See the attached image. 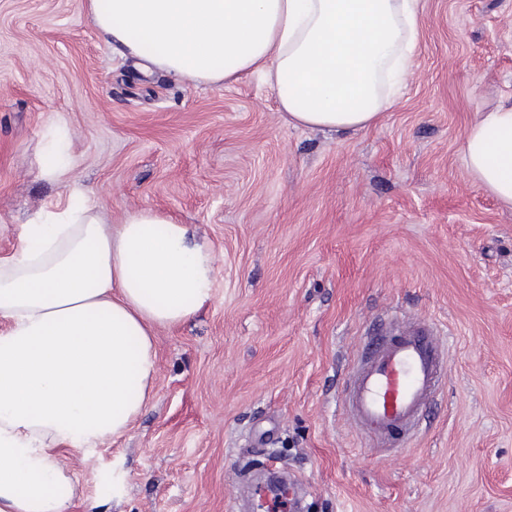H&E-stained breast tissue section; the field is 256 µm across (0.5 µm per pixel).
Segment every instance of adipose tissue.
<instances>
[{
  "label": "adipose tissue",
  "instance_id": "obj_1",
  "mask_svg": "<svg viewBox=\"0 0 512 512\" xmlns=\"http://www.w3.org/2000/svg\"><path fill=\"white\" fill-rule=\"evenodd\" d=\"M120 56L194 84L267 79L296 128L375 124L415 72L419 0H86ZM468 171L512 207V102L479 113ZM64 203L16 227L0 253V512H68L60 463L123 436L151 398L154 336L212 296L215 258L150 209L106 222L74 178L68 144L39 158Z\"/></svg>",
  "mask_w": 512,
  "mask_h": 512
}]
</instances>
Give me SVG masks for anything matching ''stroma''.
<instances>
[{
  "label": "stroma",
  "mask_w": 512,
  "mask_h": 512,
  "mask_svg": "<svg viewBox=\"0 0 512 512\" xmlns=\"http://www.w3.org/2000/svg\"><path fill=\"white\" fill-rule=\"evenodd\" d=\"M416 77L373 126H288L256 75L136 70L84 0H0V251L62 199L48 138L119 223L151 208L217 257L210 301L154 337L128 433L61 460L97 512H242L246 477L295 479L304 512H512V208L461 147L512 101V0H420ZM434 323L442 392L410 447L342 406L360 340Z\"/></svg>",
  "instance_id": "stroma-1"
}]
</instances>
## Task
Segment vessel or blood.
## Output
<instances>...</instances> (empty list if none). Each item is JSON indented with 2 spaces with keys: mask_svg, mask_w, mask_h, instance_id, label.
<instances>
[{
  "mask_svg": "<svg viewBox=\"0 0 512 512\" xmlns=\"http://www.w3.org/2000/svg\"><path fill=\"white\" fill-rule=\"evenodd\" d=\"M441 375L439 339L419 323H404L375 339L356 367L347 408L379 444L407 442Z\"/></svg>",
  "mask_w": 512,
  "mask_h": 512,
  "instance_id": "1",
  "label": "vessel or blood"
}]
</instances>
